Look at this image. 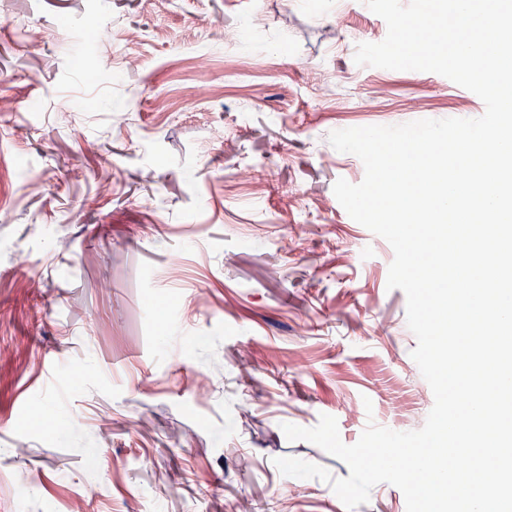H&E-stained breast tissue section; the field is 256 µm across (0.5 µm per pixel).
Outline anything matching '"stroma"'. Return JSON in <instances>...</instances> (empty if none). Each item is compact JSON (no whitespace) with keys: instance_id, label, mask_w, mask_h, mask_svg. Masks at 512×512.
<instances>
[{"instance_id":"obj_1","label":"stroma","mask_w":512,"mask_h":512,"mask_svg":"<svg viewBox=\"0 0 512 512\" xmlns=\"http://www.w3.org/2000/svg\"><path fill=\"white\" fill-rule=\"evenodd\" d=\"M1 17L0 512H74L92 487L88 512H348L279 472L349 475L283 424L328 414L351 445L366 423L342 404L404 432L434 397L393 250L333 192L364 166L328 135L475 119L482 100L355 64L387 34L363 0H0ZM93 23L112 36L90 82L73 52Z\"/></svg>"}]
</instances>
